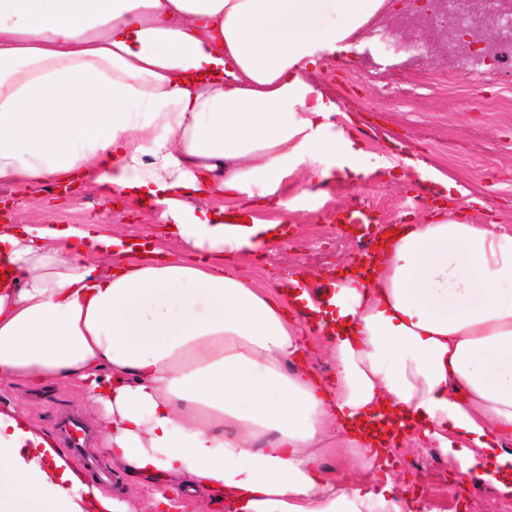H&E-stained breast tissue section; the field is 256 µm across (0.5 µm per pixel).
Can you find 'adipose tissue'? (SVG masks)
Returning a JSON list of instances; mask_svg holds the SVG:
<instances>
[{"label": "adipose tissue", "instance_id": "ef3b65f1", "mask_svg": "<svg viewBox=\"0 0 512 512\" xmlns=\"http://www.w3.org/2000/svg\"><path fill=\"white\" fill-rule=\"evenodd\" d=\"M387 0H0V184L82 178L161 212L187 258L104 224L0 225V382L89 397L101 446L153 512H407L383 470L404 424L463 477L512 496V228L453 205L379 238L375 270L323 301L260 287L239 261L361 152L310 75L361 52ZM215 207L196 208L198 197ZM318 343L334 363L310 368ZM0 512H131L0 409Z\"/></svg>", "mask_w": 512, "mask_h": 512}]
</instances>
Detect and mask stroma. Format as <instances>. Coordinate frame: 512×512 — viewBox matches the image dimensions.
I'll return each mask as SVG.
<instances>
[{"mask_svg":"<svg viewBox=\"0 0 512 512\" xmlns=\"http://www.w3.org/2000/svg\"><path fill=\"white\" fill-rule=\"evenodd\" d=\"M415 55L406 45L395 49L369 42L359 55L325 60L312 73V80L335 97L340 109L336 122L361 143L360 163L372 174L358 185L334 183L316 211L296 214L288 241L262 255L243 257L249 278L264 285L290 275L328 277L372 240L368 234L344 236L336 222L340 210L355 204L372 210L383 226L405 218L423 221L436 206L420 202L424 187L413 168L401 166L405 157L441 170L482 200V207L468 213L471 223L495 219L512 225V82L490 84L461 73L450 88L443 56L419 61ZM382 83L398 88L399 99L376 103L374 88ZM0 201L9 204L16 224H108L121 236L156 243L167 238L159 213L122 206L89 182H79L67 197L46 188L0 185ZM8 402L50 433L62 412L92 419L87 396L68 385L28 390L1 383L0 404ZM417 450L429 460V470L412 467ZM390 465L396 491L411 494L412 512H473L484 500L499 496L486 482L463 486L451 458L422 440H406L394 448Z\"/></svg>","mask_w":512,"mask_h":512,"instance_id":"obj_1","label":"stroma"}]
</instances>
